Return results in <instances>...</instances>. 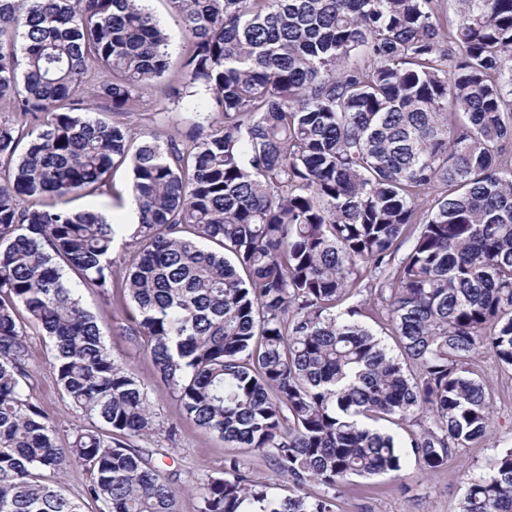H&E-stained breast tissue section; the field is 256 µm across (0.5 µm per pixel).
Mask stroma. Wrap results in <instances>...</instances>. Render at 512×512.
I'll return each mask as SVG.
<instances>
[{
    "label": "stroma",
    "mask_w": 512,
    "mask_h": 512,
    "mask_svg": "<svg viewBox=\"0 0 512 512\" xmlns=\"http://www.w3.org/2000/svg\"><path fill=\"white\" fill-rule=\"evenodd\" d=\"M141 96V108L135 118L137 127L187 140L190 123L183 114L176 112L159 86H144ZM128 186L129 173L126 168H119L111 176L109 192L79 198L74 205L78 208L95 206L108 215L127 218ZM80 295L84 306L97 317L107 347L130 365L146 387L157 419L177 427L175 439L155 435L135 440V447L167 481L183 486L179 512H198L199 501L186 486L193 480L220 475L230 448L186 418L176 398L159 385L149 357L129 347L119 336L118 329L130 310L126 290L115 288L106 300L85 288ZM27 333L34 365L33 395L54 423L59 443H66L68 435L85 426L87 419L70 405L58 388L49 367V346L45 337L32 327ZM476 369L484 378L494 405L487 438L472 447L459 449L444 466L433 472L422 470L411 450L403 449L404 467L399 476L352 479L336 500V512H457L468 479L485 474L500 448L512 446V371L501 369L488 354L478 358Z\"/></svg>",
    "instance_id": "35a3bbf8"
}]
</instances>
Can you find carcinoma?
I'll list each match as a JSON object with an SVG mask.
<instances>
[{
    "mask_svg": "<svg viewBox=\"0 0 512 512\" xmlns=\"http://www.w3.org/2000/svg\"><path fill=\"white\" fill-rule=\"evenodd\" d=\"M187 39L172 102L208 94L189 142L136 131L140 90L171 70L140 0H0V512H178L135 449L166 434L67 272L186 416L274 463L197 485L200 512H334L352 478L426 469L486 436L473 359L512 370V0H167ZM112 114L107 123L87 115ZM125 166L139 222L70 199ZM393 342L388 348L367 321ZM90 425L56 443L33 397L26 327ZM317 483L323 493L307 495ZM460 512H512V447ZM243 471L250 477V479L267 483L270 487L268 490L272 494H286L282 489L285 487L281 486L284 483L277 481L274 474L273 462L261 455H242ZM281 484V485H279Z\"/></svg>",
    "mask_w": 512,
    "mask_h": 512,
    "instance_id": "1",
    "label": "carcinoma"
}]
</instances>
